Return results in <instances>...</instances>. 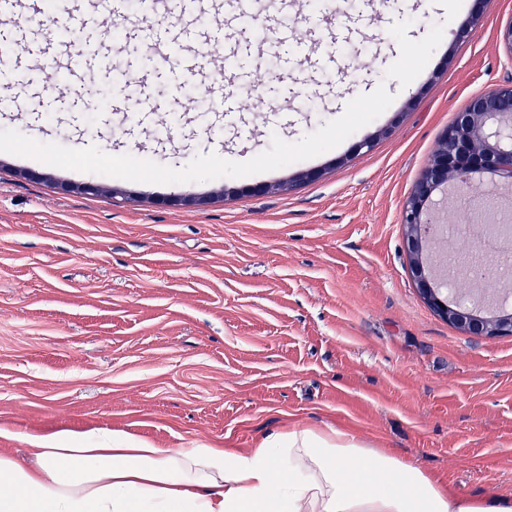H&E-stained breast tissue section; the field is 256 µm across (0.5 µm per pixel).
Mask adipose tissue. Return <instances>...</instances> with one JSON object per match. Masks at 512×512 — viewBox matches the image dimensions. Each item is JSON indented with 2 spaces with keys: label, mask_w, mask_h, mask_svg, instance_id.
<instances>
[{
  "label": "adipose tissue",
  "mask_w": 512,
  "mask_h": 512,
  "mask_svg": "<svg viewBox=\"0 0 512 512\" xmlns=\"http://www.w3.org/2000/svg\"><path fill=\"white\" fill-rule=\"evenodd\" d=\"M33 464L0 452V512H512L495 489L461 496L420 466L337 431L295 429L237 454L32 439Z\"/></svg>",
  "instance_id": "adipose-tissue-1"
}]
</instances>
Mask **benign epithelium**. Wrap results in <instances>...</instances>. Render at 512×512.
<instances>
[{"mask_svg": "<svg viewBox=\"0 0 512 512\" xmlns=\"http://www.w3.org/2000/svg\"><path fill=\"white\" fill-rule=\"evenodd\" d=\"M477 175L512 177V83L470 98L456 113L401 213V223L407 228L410 274L422 298L466 334L497 336L512 333V312L507 310L512 305V285L492 290L476 281L470 300L454 301L441 288L443 261L424 255L422 229L438 222L433 195L467 184ZM493 210V228L500 234L512 232V199L504 205L493 198Z\"/></svg>", "mask_w": 512, "mask_h": 512, "instance_id": "1", "label": "benign epithelium"}]
</instances>
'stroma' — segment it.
Listing matches in <instances>:
<instances>
[{
  "label": "stroma",
  "instance_id": "35a3bbf8",
  "mask_svg": "<svg viewBox=\"0 0 512 512\" xmlns=\"http://www.w3.org/2000/svg\"><path fill=\"white\" fill-rule=\"evenodd\" d=\"M473 6L450 20L432 0L320 14L290 0L263 14L268 42L235 20L255 48L225 59L266 77L237 120L197 112L184 80L112 35L109 12L80 25L89 49L61 67L65 93L6 87L7 128L173 169L298 141L343 114L352 83L395 99L337 147L248 180L131 182L0 152V448L116 432L240 453L331 428L457 494L511 497L512 334L467 335L427 304L400 220L456 112L512 79L499 36L512 0H484L475 37L456 40ZM214 16L163 20L173 54L205 48ZM405 20L413 39L445 29L403 88L384 74ZM92 86L125 111H89ZM262 182L273 191L250 192Z\"/></svg>",
  "mask_w": 512,
  "mask_h": 512
}]
</instances>
